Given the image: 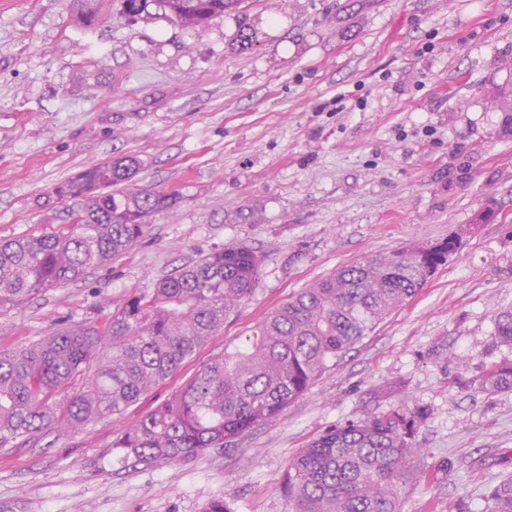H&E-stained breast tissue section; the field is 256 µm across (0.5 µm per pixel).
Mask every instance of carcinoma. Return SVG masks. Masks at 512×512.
I'll return each instance as SVG.
<instances>
[{
    "instance_id": "1",
    "label": "carcinoma",
    "mask_w": 512,
    "mask_h": 512,
    "mask_svg": "<svg viewBox=\"0 0 512 512\" xmlns=\"http://www.w3.org/2000/svg\"><path fill=\"white\" fill-rule=\"evenodd\" d=\"M108 0H73L72 16L95 24ZM137 17L156 6L173 24L198 27L241 0H122ZM492 100L512 131V81ZM133 158L95 163L56 187L74 202L73 224L54 234L0 239V307L18 304L103 266L143 237L154 213L176 204L147 188L115 192ZM456 232L365 258L314 281L272 310L248 344L203 366L180 391L119 432L111 447L136 464H178L220 450L272 420L392 311L416 296L455 253ZM262 259L228 243L134 294L101 328L69 324L18 349H0V446L45 427L86 429L123 415L173 376L224 328L257 287ZM495 341L512 348V310L493 317ZM487 394L512 391V361L477 379ZM422 416L399 400L337 425L288 463L293 512H397L399 483L418 453ZM492 512H512V476L487 492Z\"/></svg>"
}]
</instances>
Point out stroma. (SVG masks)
Returning <instances> with one entry per match:
<instances>
[{"mask_svg":"<svg viewBox=\"0 0 512 512\" xmlns=\"http://www.w3.org/2000/svg\"><path fill=\"white\" fill-rule=\"evenodd\" d=\"M509 78L512 0H242L194 30L118 0L90 28L70 0H0V237L62 230L73 204L54 187L118 157L139 161L134 187L177 196L109 264L1 309L0 349L103 326L226 242L262 258L223 331L123 418L0 447V512H289V461L398 398L425 413L399 512H492L488 486L512 476V392L475 380L512 360L492 337L512 308V134L491 105ZM462 228L427 285L278 417L176 465L112 450L299 289Z\"/></svg>","mask_w":512,"mask_h":512,"instance_id":"obj_1","label":"stroma"}]
</instances>
